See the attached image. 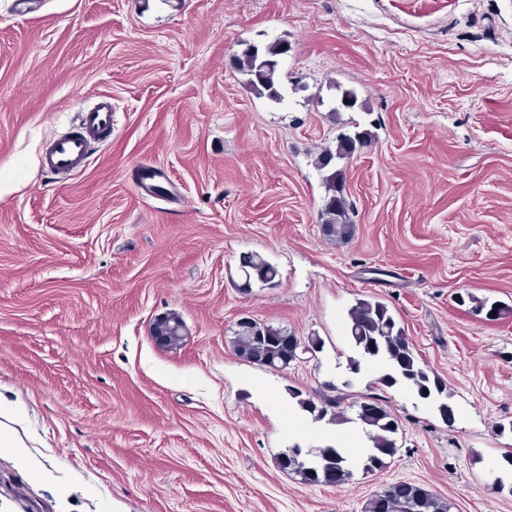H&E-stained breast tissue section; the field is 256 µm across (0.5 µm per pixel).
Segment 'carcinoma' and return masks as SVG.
I'll return each mask as SVG.
<instances>
[{
	"mask_svg": "<svg viewBox=\"0 0 512 512\" xmlns=\"http://www.w3.org/2000/svg\"><path fill=\"white\" fill-rule=\"evenodd\" d=\"M284 48L271 43L263 48L249 47L239 58L238 64L255 78L253 85L261 88L268 98L279 102L282 94L276 82L279 57ZM372 138L371 133L351 122V130L336 137L335 148H325L317 157L315 165L322 173L325 196L322 205V234L329 240H346L353 232L350 219V204L344 194L345 167L340 161L350 159L356 149ZM242 271L245 275L243 289L248 290L258 283L265 288L277 286L278 271L274 265L257 253L246 255ZM469 302L471 312L480 314H509V309L488 303V300L474 295L460 297V302ZM348 338L356 356L349 358L347 370L359 374L364 364L381 369L377 383L392 388L401 386L417 398L436 404L441 417L452 419L453 410L448 404V392L442 381L429 373L415 354L413 343L406 336L390 314L388 307L379 301L360 300L347 312ZM232 346L238 354L247 353L255 364L271 370L288 366L297 357L295 350L316 353L322 342L317 338L301 340L286 328H275L254 321L250 324H237L233 330ZM298 407L309 413L312 420L342 425L357 423L368 438L370 446L352 463L343 448L327 445L316 450H306L294 443L278 455L280 469L300 478L306 484L328 482L342 486L354 478V466L372 473L385 465V458L394 456L399 448L397 434L400 425L396 417L376 399L364 397L350 404L356 409V417L347 416L343 407L344 397H320V403L301 397L297 391L291 392ZM448 500L433 494L421 485L404 483L401 489L391 492L389 486L374 493L364 506V512H451Z\"/></svg>",
	"mask_w": 512,
	"mask_h": 512,
	"instance_id": "cac0c4a2",
	"label": "carcinoma"
}]
</instances>
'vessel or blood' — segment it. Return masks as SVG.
Here are the masks:
<instances>
[{
  "instance_id": "b4317fda",
  "label": "vessel or blood",
  "mask_w": 512,
  "mask_h": 512,
  "mask_svg": "<svg viewBox=\"0 0 512 512\" xmlns=\"http://www.w3.org/2000/svg\"><path fill=\"white\" fill-rule=\"evenodd\" d=\"M111 135L112 98L103 95L92 106L81 110L75 131L43 146L40 165L58 175H77L88 166L93 147L107 143Z\"/></svg>"
}]
</instances>
